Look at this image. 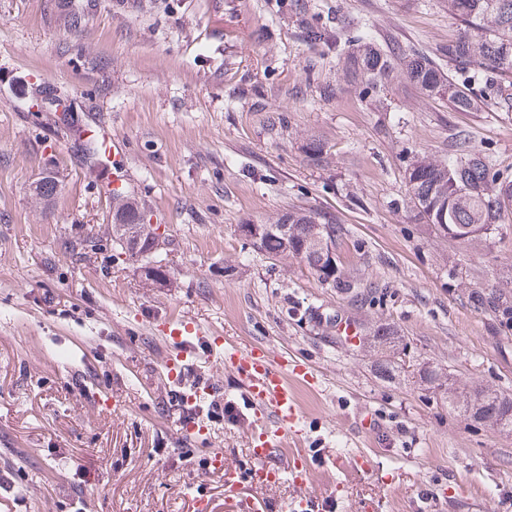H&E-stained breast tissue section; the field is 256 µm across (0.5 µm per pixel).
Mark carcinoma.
<instances>
[{"label": "carcinoma", "mask_w": 512, "mask_h": 512, "mask_svg": "<svg viewBox=\"0 0 512 512\" xmlns=\"http://www.w3.org/2000/svg\"><path fill=\"white\" fill-rule=\"evenodd\" d=\"M448 13L464 23L465 33L448 43V74L424 57L401 58L407 79L432 97L445 100L456 111L467 112L478 101L465 84L453 75L461 72L478 80L481 74L472 70L478 65L492 73L499 85H512V0H448ZM359 45L342 47L336 40V55L343 59V70L352 84L372 83L387 77L393 70L390 55L369 42V36L358 37ZM492 163L469 149L457 145V154L448 161L434 162L422 158L411 164L410 178L416 180L411 199L423 203L429 197L448 202V217L440 220V211L418 210V216L449 238L473 242L512 226V184L499 183L492 174ZM112 260L119 255L140 257L148 241L159 236L157 228L146 223V212L130 197L113 195ZM288 233L272 224H243L246 237L258 250L271 257L294 256L305 262L319 282L333 278L336 291L354 304L374 303L377 288L366 284L347 270L343 263L332 264L329 250H339L349 235L346 225L317 212H291ZM472 306L480 311L492 310L512 322V295L491 289L469 293ZM400 337L394 327L380 323L372 328L367 344L381 350H394ZM449 404L476 422L512 433V397L492 388L456 389L448 396Z\"/></svg>", "instance_id": "1"}]
</instances>
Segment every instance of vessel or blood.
<instances>
[{
    "label": "vessel or blood",
    "mask_w": 512,
    "mask_h": 512,
    "mask_svg": "<svg viewBox=\"0 0 512 512\" xmlns=\"http://www.w3.org/2000/svg\"><path fill=\"white\" fill-rule=\"evenodd\" d=\"M163 331L167 340L174 345L173 352L164 361V367L169 379L177 382L189 368L195 366L198 351L192 342L190 329L181 320L166 321ZM224 367L241 380L247 406L270 415L275 421L274 427L262 428L257 434L245 469H225L222 451H211L210 465L224 473L225 506L229 512H319L317 499L305 490L311 475L309 465L292 463L284 468L274 462L289 436L298 432L300 410L293 383L298 380L314 385V375L305 364L275 362L258 347L236 348L225 353ZM286 471L301 488L300 493L288 502L261 500L251 503L239 499L238 487L241 483L272 486L280 482Z\"/></svg>",
    "instance_id": "obj_1"
}]
</instances>
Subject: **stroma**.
<instances>
[{"label": "stroma", "instance_id": "1", "mask_svg": "<svg viewBox=\"0 0 512 512\" xmlns=\"http://www.w3.org/2000/svg\"><path fill=\"white\" fill-rule=\"evenodd\" d=\"M344 27H337V20ZM370 33L396 56L448 66L461 23L447 0H0V469L8 512H212L269 417L244 406L227 348L303 362L300 434L320 512H512V434L448 407L468 382L512 395V327L467 303L512 289V233L469 246L415 216L406 170L444 162L459 137L512 181V86L469 82L480 106L455 112L402 69L350 86L307 25ZM106 126L121 155L90 163L84 128ZM327 145L323 161L308 139ZM58 182L51 199L34 187ZM167 241L170 285L145 287L112 254V187ZM313 210L345 224L347 267L377 285L361 307L303 262L267 259L240 231ZM94 236L95 246L84 245ZM219 337L188 380L210 379L187 413L161 370L158 322ZM388 323L395 376L339 338ZM439 380L420 378L424 367ZM231 403L216 423L211 402ZM370 465L360 468L355 458ZM194 496H187V487Z\"/></svg>", "mask_w": 512, "mask_h": 512}]
</instances>
